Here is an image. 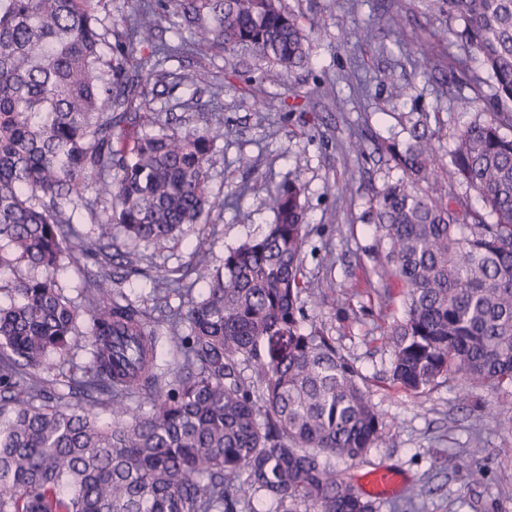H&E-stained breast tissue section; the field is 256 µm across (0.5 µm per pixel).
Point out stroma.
Here are the masks:
<instances>
[{
	"mask_svg": "<svg viewBox=\"0 0 512 512\" xmlns=\"http://www.w3.org/2000/svg\"><path fill=\"white\" fill-rule=\"evenodd\" d=\"M283 3L305 29L312 64L281 81L263 79L257 59L221 49L161 60L162 81L146 88L151 110L180 130L224 123L209 166L210 195L224 208L212 212L209 225L185 227L179 242L141 252L158 267H184L202 237L210 265L220 264L228 249L273 222L268 189L299 180L309 320L367 376L385 424L383 445L365 459L337 461V473L356 482L375 468L398 470L404 484L395 496L377 499L379 512H393L410 494L415 512H512V393H481L484 408L475 411L461 377L439 379L420 394L382 378L391 358L383 332L403 307L396 283L377 274L367 221L377 195L402 175L385 146L406 144L418 119L427 123L444 187L464 193L449 152L475 113L457 107L456 97L472 91L454 80L451 65L459 59L479 74L480 57L456 38L436 42V34L458 23L426 16L420 0ZM432 43L436 56L422 57L420 46ZM200 70L218 75L223 92L193 83ZM386 73L391 81H383ZM455 456L469 470L450 466Z\"/></svg>",
	"mask_w": 512,
	"mask_h": 512,
	"instance_id": "35a3bbf8",
	"label": "stroma"
}]
</instances>
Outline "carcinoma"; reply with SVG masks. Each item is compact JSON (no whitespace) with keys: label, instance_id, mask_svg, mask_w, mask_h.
Masks as SVG:
<instances>
[{"label":"carcinoma","instance_id":"obj_1","mask_svg":"<svg viewBox=\"0 0 512 512\" xmlns=\"http://www.w3.org/2000/svg\"><path fill=\"white\" fill-rule=\"evenodd\" d=\"M102 0H0V512H373L330 459L362 458L384 440L366 376L321 328L305 327L304 187L268 194L273 224L210 266L197 244L200 301L170 315L173 381L157 372L158 321L126 302L112 267L136 268L141 243L205 224L208 164L224 125L180 133L143 111L154 68L128 58L215 47L290 74L309 62L299 18L282 0H149L112 40ZM462 23L481 58L451 164L468 195L439 184L435 150L387 152L402 177L369 212L384 273L401 288L402 319L383 334L386 379L422 393L459 375L512 388V0H424ZM189 42H152L158 20L191 24ZM491 91L484 97L483 87ZM157 127L142 133L144 125ZM511 134H506V131ZM97 226L77 228L75 216ZM119 262H114V258ZM92 261L85 305L55 273ZM158 302L187 296L176 269L153 277ZM89 350L67 400L46 398L34 371L50 355ZM109 408L102 424L93 412ZM149 409H144V405Z\"/></svg>","mask_w":512,"mask_h":512}]
</instances>
